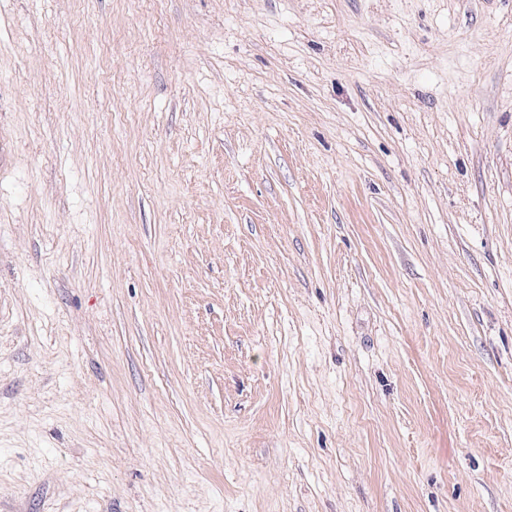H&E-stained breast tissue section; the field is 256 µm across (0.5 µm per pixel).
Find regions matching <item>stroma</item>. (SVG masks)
Segmentation results:
<instances>
[{"label": "stroma", "instance_id": "stroma-1", "mask_svg": "<svg viewBox=\"0 0 512 512\" xmlns=\"http://www.w3.org/2000/svg\"><path fill=\"white\" fill-rule=\"evenodd\" d=\"M0 512H512V0H0Z\"/></svg>", "mask_w": 512, "mask_h": 512}]
</instances>
